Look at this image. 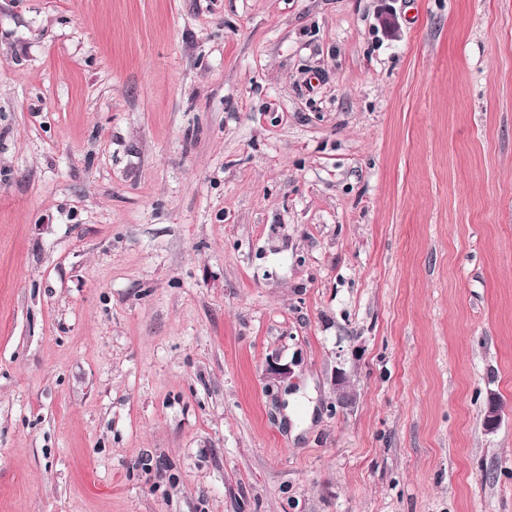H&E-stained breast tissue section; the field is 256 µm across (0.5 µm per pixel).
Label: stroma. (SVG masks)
<instances>
[{
	"mask_svg": "<svg viewBox=\"0 0 512 512\" xmlns=\"http://www.w3.org/2000/svg\"><path fill=\"white\" fill-rule=\"evenodd\" d=\"M0 512H512V0H0Z\"/></svg>",
	"mask_w": 512,
	"mask_h": 512,
	"instance_id": "1",
	"label": "stroma"
}]
</instances>
